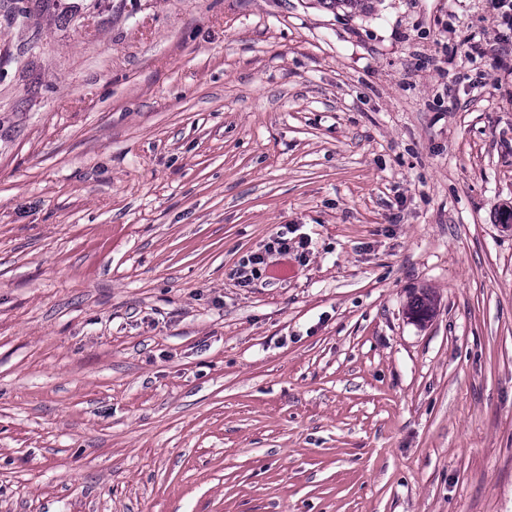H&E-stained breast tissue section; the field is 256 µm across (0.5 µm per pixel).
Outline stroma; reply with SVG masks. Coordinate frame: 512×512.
<instances>
[{
	"label": "stroma",
	"mask_w": 512,
	"mask_h": 512,
	"mask_svg": "<svg viewBox=\"0 0 512 512\" xmlns=\"http://www.w3.org/2000/svg\"><path fill=\"white\" fill-rule=\"evenodd\" d=\"M502 32L0 0V512H512Z\"/></svg>",
	"instance_id": "35a3bbf8"
}]
</instances>
